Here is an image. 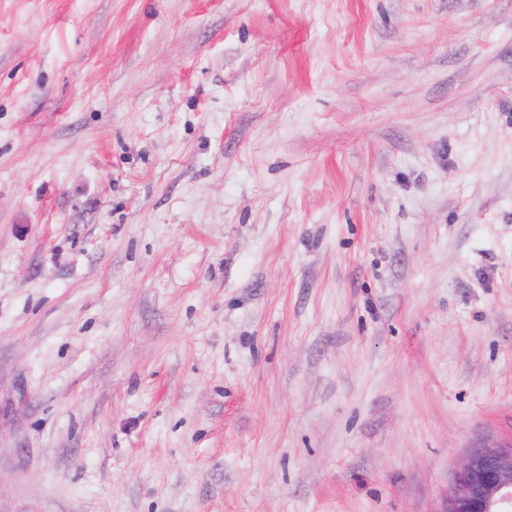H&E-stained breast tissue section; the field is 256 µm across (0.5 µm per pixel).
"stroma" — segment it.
I'll list each match as a JSON object with an SVG mask.
<instances>
[{"label":"stroma","instance_id":"1","mask_svg":"<svg viewBox=\"0 0 512 512\" xmlns=\"http://www.w3.org/2000/svg\"><path fill=\"white\" fill-rule=\"evenodd\" d=\"M512 442V0H0V512H442Z\"/></svg>","mask_w":512,"mask_h":512}]
</instances>
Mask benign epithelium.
<instances>
[{
    "mask_svg": "<svg viewBox=\"0 0 512 512\" xmlns=\"http://www.w3.org/2000/svg\"><path fill=\"white\" fill-rule=\"evenodd\" d=\"M443 512H512V443L472 451Z\"/></svg>",
    "mask_w": 512,
    "mask_h": 512,
    "instance_id": "obj_1",
    "label": "benign epithelium"
}]
</instances>
